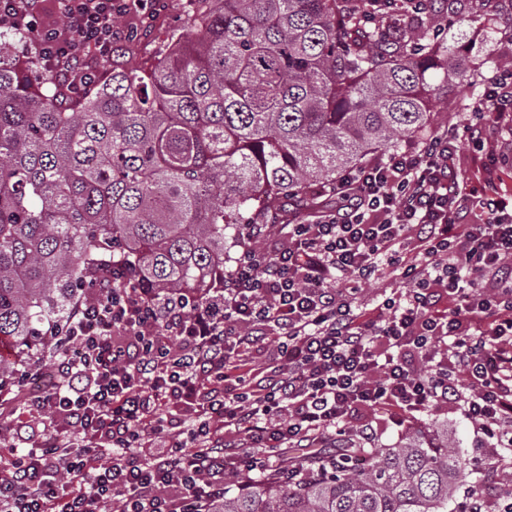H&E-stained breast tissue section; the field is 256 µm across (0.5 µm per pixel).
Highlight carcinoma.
Returning a JSON list of instances; mask_svg holds the SVG:
<instances>
[{
  "mask_svg": "<svg viewBox=\"0 0 512 512\" xmlns=\"http://www.w3.org/2000/svg\"><path fill=\"white\" fill-rule=\"evenodd\" d=\"M190 32L148 68H114L63 107L53 80L0 65V393L50 388L39 358L77 301L119 261L167 297L224 284L238 217L312 182L332 184L369 155L428 129L435 79L461 63L436 33L486 0H195ZM292 483L234 484L213 512H448L467 463L448 430H410L387 448L349 439L318 450Z\"/></svg>",
  "mask_w": 512,
  "mask_h": 512,
  "instance_id": "obj_1",
  "label": "carcinoma"
}]
</instances>
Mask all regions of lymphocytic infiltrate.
I'll use <instances>...</instances> for the list:
<instances>
[{
    "label": "lymphocytic infiltrate",
    "mask_w": 512,
    "mask_h": 512,
    "mask_svg": "<svg viewBox=\"0 0 512 512\" xmlns=\"http://www.w3.org/2000/svg\"><path fill=\"white\" fill-rule=\"evenodd\" d=\"M43 2L0 0V26L74 89L91 78L86 51L111 58L117 17L162 5L55 0L49 21ZM489 123L512 130L511 70L456 122L328 186L334 210L250 225L277 246H242L202 303L160 299L113 267L115 288L78 305L67 352L52 354L50 391L22 399L18 428L48 419L55 432L0 456V512H103L115 496L122 512H209L227 474L286 477L270 465L282 448L372 435L350 426L362 408L455 404L512 450V197L459 158ZM389 269L408 290L353 307ZM259 357L273 365L261 386L246 369Z\"/></svg>",
    "instance_id": "f902f5d3"
}]
</instances>
